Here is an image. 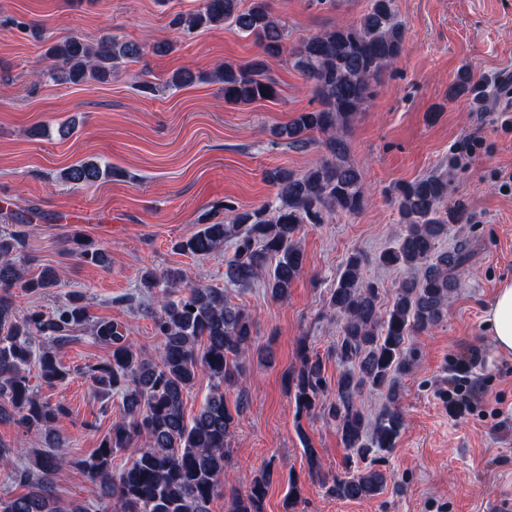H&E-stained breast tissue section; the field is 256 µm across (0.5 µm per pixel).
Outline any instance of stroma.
Segmentation results:
<instances>
[{"label":"stroma","instance_id":"obj_1","mask_svg":"<svg viewBox=\"0 0 512 512\" xmlns=\"http://www.w3.org/2000/svg\"><path fill=\"white\" fill-rule=\"evenodd\" d=\"M199 0H0V231L23 229L18 259L29 275L54 267L59 284L42 294L14 288L18 311L52 312L67 294L81 292L93 316L124 325L136 345L155 350L147 307L154 297L141 288L142 270H186L192 283L225 288L228 299L252 310L256 343L270 360L251 363L248 405L231 444V468L239 489L265 465L278 473L265 512H282L288 476L301 479L297 512H512V353L498 352L483 330L485 311L498 285L512 279V190L500 172H512V131L496 116L512 94L494 88V76H512V0H396L405 50L346 136L374 202L356 215L335 214L300 234L305 264L287 300L273 299L263 283L226 288L225 251L197 258L173 251L174 241L198 228V217L219 201L246 209L274 195L267 171L304 172L321 154L289 149L280 127L317 101L286 58L270 57L266 69L278 84L270 101L235 105L208 73L227 63L244 64L259 46L233 27L220 25L182 35L170 27ZM369 0H272L291 44L339 23H353ZM111 34L138 43L143 57L100 83L57 86L39 81L44 52L55 40L77 36L95 42ZM172 51H162V43ZM481 85L449 100L448 87L461 68ZM189 69L183 88L142 96L134 85L166 81ZM73 124L61 135L60 125ZM47 125L44 136L31 130ZM95 159L118 176L89 186L59 178L71 164ZM449 174L450 197L466 203L472 221L453 225L439 243L452 250L466 240L471 258L460 268L445 319L410 341L411 368L399 378L404 426L393 447L368 458L348 457L336 423L326 412L296 421L294 399L283 376L299 367L297 346L307 341L322 357L328 382L336 361L340 326L327 307L349 255H365L364 277L378 282L388 307L402 278L377 257L396 241L401 224L388 191L431 172ZM85 217L74 226L76 217ZM80 228L111 256L106 268L70 253L66 239ZM108 351L91 336L59 349L66 381L49 387L37 371L31 385L67 412L56 423L64 453L89 458L122 413L119 395L102 396L85 375ZM478 388L461 415L448 408L447 391L458 376ZM317 448L327 479L369 468L386 477L384 488L361 500L327 494L306 470L305 443Z\"/></svg>","mask_w":512,"mask_h":512}]
</instances>
